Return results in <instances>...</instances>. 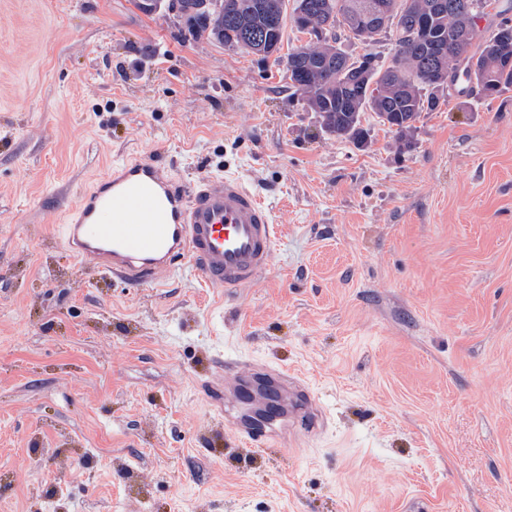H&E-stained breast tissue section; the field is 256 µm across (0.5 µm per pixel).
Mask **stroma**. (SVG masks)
<instances>
[{"instance_id":"stroma-1","label":"stroma","mask_w":512,"mask_h":512,"mask_svg":"<svg viewBox=\"0 0 512 512\" xmlns=\"http://www.w3.org/2000/svg\"><path fill=\"white\" fill-rule=\"evenodd\" d=\"M326 133L273 61L134 0H0V512H512V87L398 151ZM231 172L280 237L233 293L61 243L119 161ZM300 371L329 432L261 454L199 383Z\"/></svg>"}]
</instances>
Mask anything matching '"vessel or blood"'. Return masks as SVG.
<instances>
[{
    "label": "vessel or blood",
    "mask_w": 512,
    "mask_h": 512,
    "mask_svg": "<svg viewBox=\"0 0 512 512\" xmlns=\"http://www.w3.org/2000/svg\"><path fill=\"white\" fill-rule=\"evenodd\" d=\"M65 249L101 276L140 287L191 267L210 288L248 287L269 266L278 229L269 207L233 174L190 182L158 157L123 161L85 192L61 237ZM212 405L249 395V408H264L276 394V420L256 424L228 411L237 438L263 450L277 435L300 442L324 434L325 412L308 385L290 371L266 363L237 369L218 357L203 389Z\"/></svg>",
    "instance_id": "b4317fda"
}]
</instances>
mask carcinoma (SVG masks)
<instances>
[{
  "label": "carcinoma",
  "instance_id": "carcinoma-1",
  "mask_svg": "<svg viewBox=\"0 0 512 512\" xmlns=\"http://www.w3.org/2000/svg\"><path fill=\"white\" fill-rule=\"evenodd\" d=\"M226 2L210 0L215 26L209 32L197 16H184L189 34L195 39L206 35L226 47L239 49L246 33L261 27L268 39L283 42L288 0H235L237 12L230 21L225 15ZM316 2L318 7L310 14L309 22L323 27L331 40L309 43L287 52L279 57L280 66L288 86L300 92L306 104L318 105L322 129L339 139L364 144L368 129L363 126L362 118L365 112L371 111L377 122L394 135L396 148L405 151L412 147V133L421 113L437 109L444 93L454 90L460 77L466 78L467 94L479 97L485 88L492 96L512 87V19H503L512 12L511 5L495 12L486 31L477 29L474 35L467 36L464 29L468 14L478 11L485 2L452 0L455 7L436 14L426 33L417 39H407L398 34L406 16L427 13L435 0H379L388 15L386 23L378 26L370 25V19L359 12L358 5L366 0ZM353 27L368 30V42L376 41L383 34L395 37L396 52L391 59L394 70L385 72L380 65L373 84L338 95L334 79L317 60L328 54L338 59L346 57L338 42L341 33ZM456 34L463 37L466 65L458 72H450L448 65L432 62L428 52L431 45L450 42ZM294 52L311 63L303 75L291 59Z\"/></svg>",
  "mask_w": 512,
  "mask_h": 512
}]
</instances>
